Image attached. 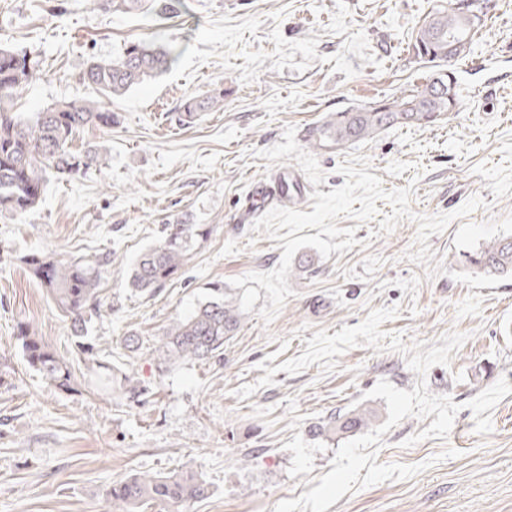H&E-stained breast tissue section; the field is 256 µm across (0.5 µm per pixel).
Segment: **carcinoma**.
<instances>
[{"label": "carcinoma", "mask_w": 512, "mask_h": 512, "mask_svg": "<svg viewBox=\"0 0 512 512\" xmlns=\"http://www.w3.org/2000/svg\"><path fill=\"white\" fill-rule=\"evenodd\" d=\"M101 10L112 13L154 12L164 15L174 8L173 0H93ZM475 32L468 17L452 3L427 15L411 33L409 48L414 57L431 65L433 73L422 85L375 101L368 106L331 112L307 131L309 147L334 151L365 140L377 133L405 126H426L457 110V92L453 101L438 96L436 79L448 68V44L454 45L455 59L468 53ZM178 46L150 45L133 41L112 59H92L79 80L95 86L110 99L122 96L148 78L169 70L178 60ZM42 77L40 60L24 51L0 47V211L22 217L34 209L44 195L48 175L59 179L84 175L108 164L107 154L98 145L82 151L71 148L74 134L85 126L110 130L118 123L115 113L99 101H60L24 119L13 112L14 101ZM224 103V89L184 100L183 120L191 123L202 112ZM207 232L197 224H166L161 241L141 252L133 261L129 284L141 293L154 294L185 273L187 260L197 239ZM43 288L55 310L70 320L79 353L95 363L97 387L112 386V364L96 359L94 347L86 342V314H101L99 285L102 274L112 264L110 255L91 258H57L30 254L22 257ZM465 264L480 274L502 276L512 273V235L499 237L465 255ZM218 296L198 306L189 316L177 319L163 332L164 360L173 365L183 361H208L224 355V343L233 338L242 319L236 295L219 284ZM25 360L47 382L63 391H73L70 362L27 325L18 326ZM123 395L132 400L148 394L139 382L124 378ZM373 413L354 410L340 418L334 416L313 426L315 436L352 433L368 427ZM210 485L191 471L167 475H139L112 484L107 497L112 512H136L146 503L166 505L168 512H180L182 506L207 498Z\"/></svg>", "instance_id": "carcinoma-1"}]
</instances>
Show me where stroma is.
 <instances>
[{"label":"stroma","mask_w":512,"mask_h":512,"mask_svg":"<svg viewBox=\"0 0 512 512\" xmlns=\"http://www.w3.org/2000/svg\"><path fill=\"white\" fill-rule=\"evenodd\" d=\"M484 22L455 65L459 110L429 127L394 128L358 144L384 190L414 184L412 210L450 213L470 197L483 208L455 220L428 243L444 274L427 278L408 259L417 225L402 220L379 234L361 224L357 246L316 257L313 272L291 271L294 291L272 320L258 312L267 293L257 283L236 288L244 315L223 359L165 366L162 333L211 296L252 271L277 267L280 241L253 231L246 215L255 185L284 176L288 207L308 212L311 194L344 184L337 171L346 150L316 151L307 130L327 113L360 108L424 83L431 70L408 51L412 30L448 0H177L165 17L109 13L88 0H0V45L38 56L45 76L15 106L23 116L63 100L92 99L78 76L91 58L119 55L125 44L162 31L180 45L177 63L112 99L120 122L109 133L86 128L74 149L102 144L109 164L69 180L50 179L42 202L22 218L0 216V512H109L105 490L148 472L191 470L212 487L188 512H274L309 491V479L331 471L343 436L310 434L333 415L367 407L376 423L385 399H364L380 380L429 391L460 404L447 438L403 447L428 426L404 418L383 436L378 462L428 468L344 494L327 512H512V394L492 411L480 435L467 403L499 379L512 384V282L469 287L453 279L465 252L512 234V0H483ZM224 90V106L192 124L179 120L188 97ZM201 224L183 277L154 296L131 288L129 269L156 245L165 224ZM108 252L100 296L107 310L92 317L88 340L117 376L110 392L83 381L62 392L31 370L16 338L18 324L69 358L75 376L90 369L70 323L21 258L30 253L78 256ZM399 306L383 331L404 343L436 345L451 331L468 339L426 376L403 355L355 347L325 374L312 364L246 399L240 386L262 377L261 362L300 356L315 332L358 325L372 309ZM138 341L125 348V337ZM149 389L130 402L121 377ZM459 450L442 459L446 448Z\"/></svg>","instance_id":"35a3bbf8"}]
</instances>
